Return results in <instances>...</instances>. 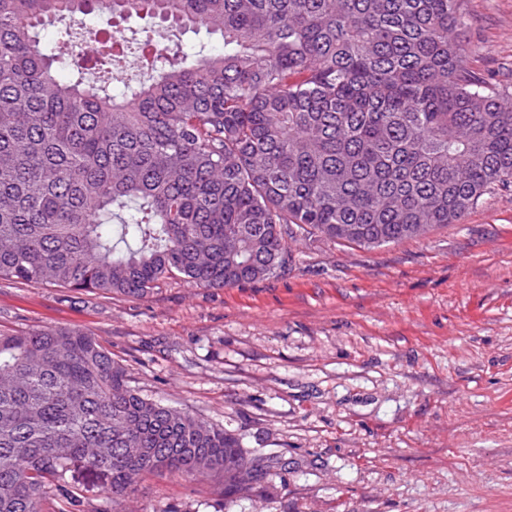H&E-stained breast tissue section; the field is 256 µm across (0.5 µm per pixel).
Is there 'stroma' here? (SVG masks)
<instances>
[{
  "label": "stroma",
  "mask_w": 512,
  "mask_h": 512,
  "mask_svg": "<svg viewBox=\"0 0 512 512\" xmlns=\"http://www.w3.org/2000/svg\"><path fill=\"white\" fill-rule=\"evenodd\" d=\"M470 66L512 87V0H466ZM0 327L79 328L144 398L287 460L225 508L211 481L148 476L84 512H512V189L368 250L294 243L287 270L147 297L0 284Z\"/></svg>",
  "instance_id": "1"
}]
</instances>
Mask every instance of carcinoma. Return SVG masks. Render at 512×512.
Returning a JSON list of instances; mask_svg holds the SVG:
<instances>
[{"label":"carcinoma","mask_w":512,"mask_h":512,"mask_svg":"<svg viewBox=\"0 0 512 512\" xmlns=\"http://www.w3.org/2000/svg\"><path fill=\"white\" fill-rule=\"evenodd\" d=\"M224 50L154 48L110 89L121 32L64 79L34 29L130 14ZM464 0H0V282L142 298L166 279L264 280L290 244L374 249L455 224L512 186V92L467 62ZM76 470L114 497L209 476L224 505L269 483L240 437L142 397L95 336L0 329V512H73ZM185 51H198L200 48L205 51H218L222 47V40L218 34L210 33L204 27L181 29L177 31Z\"/></svg>","instance_id":"cac0c4a2"}]
</instances>
